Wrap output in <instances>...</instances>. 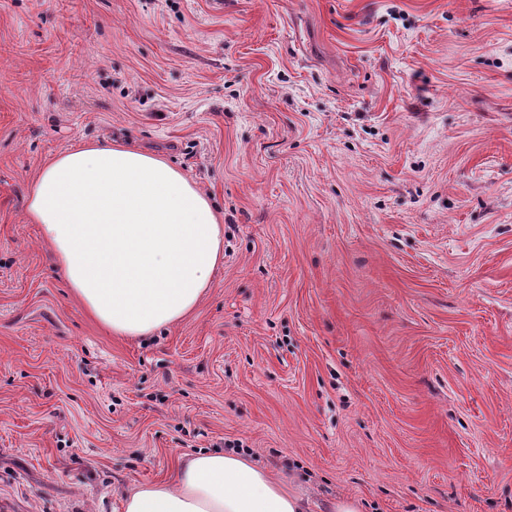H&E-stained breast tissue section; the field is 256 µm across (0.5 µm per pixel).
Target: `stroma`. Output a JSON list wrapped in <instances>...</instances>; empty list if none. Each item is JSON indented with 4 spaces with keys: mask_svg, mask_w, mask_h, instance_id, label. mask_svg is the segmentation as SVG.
Masks as SVG:
<instances>
[{
    "mask_svg": "<svg viewBox=\"0 0 512 512\" xmlns=\"http://www.w3.org/2000/svg\"><path fill=\"white\" fill-rule=\"evenodd\" d=\"M119 140L224 215L138 338L25 219ZM202 449L311 512H512V0H0V512H122Z\"/></svg>",
    "mask_w": 512,
    "mask_h": 512,
    "instance_id": "obj_1",
    "label": "stroma"
}]
</instances>
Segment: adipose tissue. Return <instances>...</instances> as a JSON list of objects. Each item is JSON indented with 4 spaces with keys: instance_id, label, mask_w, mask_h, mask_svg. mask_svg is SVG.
I'll return each instance as SVG.
<instances>
[{
    "instance_id": "adipose-tissue-1",
    "label": "adipose tissue",
    "mask_w": 512,
    "mask_h": 512,
    "mask_svg": "<svg viewBox=\"0 0 512 512\" xmlns=\"http://www.w3.org/2000/svg\"><path fill=\"white\" fill-rule=\"evenodd\" d=\"M29 223L84 308L116 336H148L194 310L224 260L208 194L162 157L122 143L56 155L31 183ZM307 499L235 453L199 452L126 495L123 512H306Z\"/></svg>"
}]
</instances>
